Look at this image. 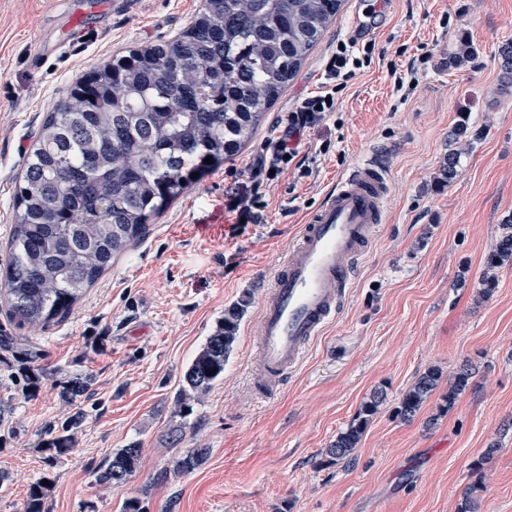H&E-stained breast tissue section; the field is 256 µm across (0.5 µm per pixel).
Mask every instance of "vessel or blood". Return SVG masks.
Listing matches in <instances>:
<instances>
[{"mask_svg":"<svg viewBox=\"0 0 512 512\" xmlns=\"http://www.w3.org/2000/svg\"><path fill=\"white\" fill-rule=\"evenodd\" d=\"M122 2L82 0L68 28L69 40L82 38L86 15ZM388 192L383 156L372 154L338 176L276 266L258 331L256 379L264 390H279L305 348L341 315L355 269L385 221Z\"/></svg>","mask_w":512,"mask_h":512,"instance_id":"b4317fda","label":"vessel or blood"}]
</instances>
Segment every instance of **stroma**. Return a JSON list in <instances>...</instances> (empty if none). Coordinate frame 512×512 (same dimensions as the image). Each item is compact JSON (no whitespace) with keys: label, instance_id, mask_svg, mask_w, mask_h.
Returning a JSON list of instances; mask_svg holds the SVG:
<instances>
[{"label":"stroma","instance_id":"35a3bbf8","mask_svg":"<svg viewBox=\"0 0 512 512\" xmlns=\"http://www.w3.org/2000/svg\"><path fill=\"white\" fill-rule=\"evenodd\" d=\"M344 0L298 76L232 159L204 173L150 220L145 238L104 273L67 315L32 328L0 312V335L33 346L54 374L27 389L18 349L0 348V512H23L30 485L47 481L50 512H119L136 496L146 512H456L471 463L497 444L476 512H512V267L490 298L479 294L484 259L512 221V87L499 49L512 42V0ZM205 0H137L108 21L89 16L86 41L30 59L55 40L66 7L0 0V272L14 215L15 182L41 125L66 89L133 49L175 39ZM365 32L352 39L348 21ZM475 54L452 64L461 40ZM367 49L336 93L330 120L305 132L310 176L289 164L260 192L257 222L239 224L228 189L250 184V166L280 117L326 80L338 42ZM405 79L396 88L393 73ZM477 134L468 150L460 120ZM391 178L387 218L357 268L341 316L305 350L278 392L253 382L267 281L300 224L336 178L374 152ZM458 174L445 181L448 155ZM248 306L224 378L189 417L176 412L182 374L240 299ZM473 375L448 413L433 393L409 420L395 408L432 366ZM82 375L78 398L61 392ZM386 400L349 460L325 450L373 391ZM73 443L44 446L74 416ZM183 427L178 445L168 434ZM139 443V469L120 488L95 480L114 451ZM208 451L195 470L172 460Z\"/></svg>","mask_w":512,"mask_h":512}]
</instances>
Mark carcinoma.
I'll use <instances>...</instances> for the list:
<instances>
[{"instance_id": "carcinoma-1", "label": "carcinoma", "mask_w": 512, "mask_h": 512, "mask_svg": "<svg viewBox=\"0 0 512 512\" xmlns=\"http://www.w3.org/2000/svg\"><path fill=\"white\" fill-rule=\"evenodd\" d=\"M342 0H206L204 13L181 36L116 60L74 83L48 114L25 162L16 190L15 224L0 302L10 321L37 326L64 314L148 233V220L186 188L182 181L235 156L272 102L296 78L322 39ZM512 264V224L488 253L485 269ZM246 301L224 311L183 373L179 416L190 401L224 377L237 342ZM472 377L468 365L448 377L439 411L447 413ZM443 372L424 371L402 394L396 413L409 419L438 388ZM386 399L376 391L325 451L336 464L358 447ZM72 435L47 441L66 453ZM490 447L471 464L474 480L457 512H476L484 490ZM141 448L119 449L97 471V482L120 487L135 474ZM207 449L194 448L172 461L173 472L201 465ZM46 485H31L25 512H47Z\"/></svg>"}]
</instances>
